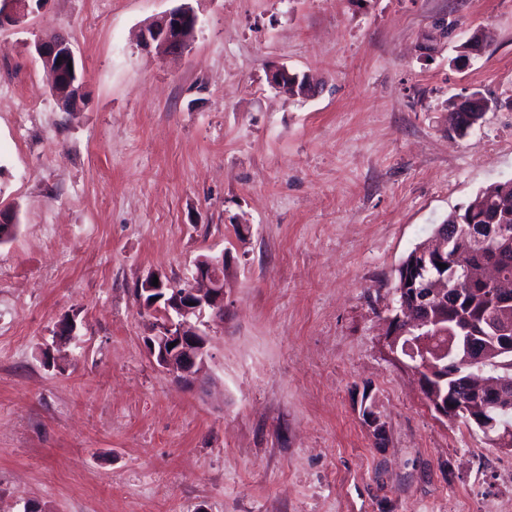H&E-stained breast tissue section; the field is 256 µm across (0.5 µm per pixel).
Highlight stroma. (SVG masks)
I'll list each match as a JSON object with an SVG mask.
<instances>
[{
	"label": "stroma",
	"mask_w": 512,
	"mask_h": 512,
	"mask_svg": "<svg viewBox=\"0 0 512 512\" xmlns=\"http://www.w3.org/2000/svg\"><path fill=\"white\" fill-rule=\"evenodd\" d=\"M49 0L0 28V512H512V452L440 419L388 346L396 270L512 180V0ZM438 52L419 45L440 19ZM76 48L58 105L29 42ZM487 47L461 67L462 37ZM279 65L319 86L273 90ZM490 108L448 134L451 100ZM248 225L240 236L237 225ZM225 253L206 379L150 358L135 290ZM72 341L56 340L65 320ZM372 403L387 427L377 444ZM200 24L196 11L183 3L167 14L146 22L140 29L139 42L147 53L159 56L181 54L188 49Z\"/></svg>",
	"instance_id": "obj_1"
}]
</instances>
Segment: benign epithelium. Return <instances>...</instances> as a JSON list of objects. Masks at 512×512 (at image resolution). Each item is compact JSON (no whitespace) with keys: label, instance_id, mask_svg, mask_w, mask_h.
Wrapping results in <instances>:
<instances>
[{"label":"benign epithelium","instance_id":"1","mask_svg":"<svg viewBox=\"0 0 512 512\" xmlns=\"http://www.w3.org/2000/svg\"><path fill=\"white\" fill-rule=\"evenodd\" d=\"M47 0H0V28L18 26L29 16L41 11ZM200 24L193 7L185 3L167 14L146 22L140 29L139 42L142 49L159 56L181 54L188 49ZM35 54L42 66L52 76V91L61 109L76 112L72 99L83 92V86L76 85L79 79L75 53L71 41L62 34L49 32L39 36L33 44ZM268 82L271 87L293 97L308 99L315 95L316 87L306 75L291 72L285 66L269 70ZM488 109L487 100L478 93L457 101L456 111L449 122V130L457 125L475 119V113ZM508 226H479L469 224L468 218L457 219L451 226L442 225L429 248L417 252L412 269L404 270L402 281L415 280L417 271L427 264H444L448 261L451 245L466 240L488 256L485 279L498 286L496 293L500 300L512 302V280H506L501 270L512 263V256L502 251L500 243L508 240ZM225 255L204 256L198 259L188 282L174 285L167 278L158 277L153 285L154 275H149L136 289L139 310L156 318L152 334L146 337L147 350L159 367L185 387L195 386L202 376L207 360L209 323L224 320V271ZM157 300H152V297ZM396 313L391 318L390 347L397 350L401 338L408 329L416 328L422 333L418 340L421 354H426L427 338L434 335L435 325L426 310L447 299V281L434 277L425 287L396 291ZM174 347H169V344ZM468 363L472 369L461 371L448 365V377L463 378V382L483 398L484 404L473 407L469 401L456 398L455 401L441 400L436 396L432 375L421 365H412L421 383L423 395L429 406L441 418L454 422L466 416L467 421L485 436L500 444L512 441V433L500 430L499 411L501 401L512 390V382L483 375L479 367L485 356V345L474 337L466 341ZM364 421L372 436L378 442L386 438V425L370 409L364 410Z\"/></svg>","mask_w":512,"mask_h":512}]
</instances>
